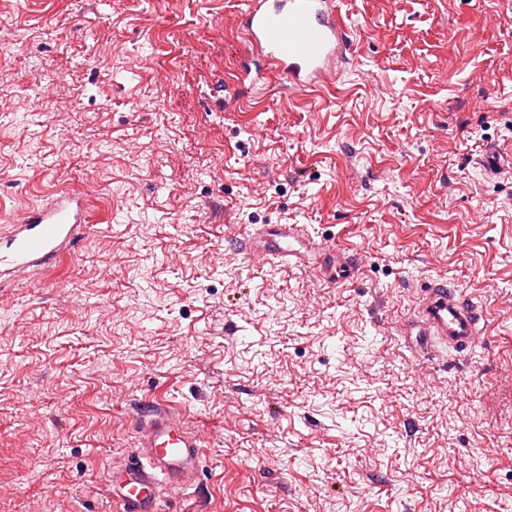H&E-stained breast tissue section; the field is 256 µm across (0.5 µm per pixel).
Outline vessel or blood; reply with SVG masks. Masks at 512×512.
<instances>
[{"label":"vessel or blood","instance_id":"1","mask_svg":"<svg viewBox=\"0 0 512 512\" xmlns=\"http://www.w3.org/2000/svg\"><path fill=\"white\" fill-rule=\"evenodd\" d=\"M240 29L263 63L298 91L329 76L347 44L335 0H247ZM478 163L490 177L505 170L502 150L495 144L486 145ZM90 221V200L76 190L57 191L47 202L25 209L0 240V280L50 270L74 252ZM232 245L250 259L311 268L330 284L354 276L364 264L359 252L315 240L301 224H259ZM403 333L414 357L431 361L447 352L458 356L485 339L487 312L447 278H429L419 286ZM132 423L136 446L107 493L120 512H159L164 494L198 488L201 440L158 400L137 402Z\"/></svg>","mask_w":512,"mask_h":512}]
</instances>
